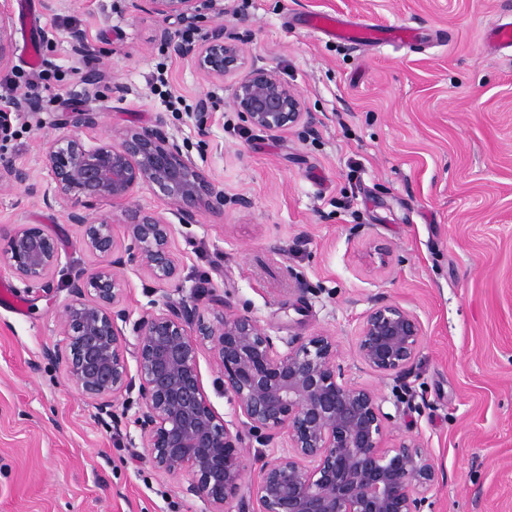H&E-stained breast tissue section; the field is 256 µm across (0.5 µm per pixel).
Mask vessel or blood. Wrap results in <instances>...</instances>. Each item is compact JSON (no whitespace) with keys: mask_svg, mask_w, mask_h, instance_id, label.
Segmentation results:
<instances>
[{"mask_svg":"<svg viewBox=\"0 0 512 512\" xmlns=\"http://www.w3.org/2000/svg\"><path fill=\"white\" fill-rule=\"evenodd\" d=\"M304 24L309 29L322 32L338 41L356 47L382 41L409 42L415 38L414 33L405 27L385 28L366 21H347L337 16L310 14L305 17Z\"/></svg>","mask_w":512,"mask_h":512,"instance_id":"vessel-or-blood-1","label":"vessel or blood"}]
</instances>
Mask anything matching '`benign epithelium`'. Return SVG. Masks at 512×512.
<instances>
[{
    "instance_id": "7a95c632",
    "label": "benign epithelium",
    "mask_w": 512,
    "mask_h": 512,
    "mask_svg": "<svg viewBox=\"0 0 512 512\" xmlns=\"http://www.w3.org/2000/svg\"><path fill=\"white\" fill-rule=\"evenodd\" d=\"M221 0H142L140 10L189 19L204 9L223 12ZM10 0H0V69L10 63ZM155 40L191 63L209 81L233 78L231 102L252 127L281 132L306 116L295 90L280 74L256 62L245 65L236 43L216 27L200 40H178L167 27ZM100 113L85 106L66 113L59 134L47 144L43 165L50 189L43 203L64 209L82 228L81 246L98 262L72 268L68 299L59 315V336L46 358L65 365L78 391L107 409L137 393L135 424L141 447L160 473L184 476L181 492L204 512H233L246 495L256 512H433L429 500L438 476L431 449L418 439L386 447L393 416L376 393L345 378L336 338L317 333L276 346L267 329L232 310L207 318L195 304L165 296L162 308L133 322L135 343L119 323L123 270H146L161 284L179 279L171 253L173 225L151 212L127 206L126 244L115 238L112 217L90 218L97 201L128 202L147 186L191 223L202 211L224 206V192L180 144L157 129H132L117 138L89 143L82 133L97 129ZM30 173L0 159V191L26 184ZM59 239L38 224L0 228V269L29 287L51 291L61 265ZM423 328L415 312L379 303L356 336L360 360L382 376H400L413 364ZM209 347L222 376L224 395L244 419L247 433L221 417L204 390L198 355ZM132 353L136 372L126 354ZM288 454L263 464L246 479L241 448L245 437L267 446L274 436Z\"/></svg>"
}]
</instances>
